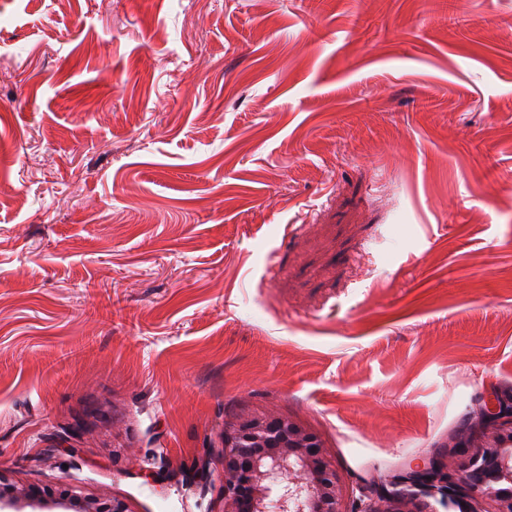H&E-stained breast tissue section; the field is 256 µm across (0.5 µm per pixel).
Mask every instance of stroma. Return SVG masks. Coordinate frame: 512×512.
<instances>
[{
    "instance_id": "stroma-1",
    "label": "stroma",
    "mask_w": 512,
    "mask_h": 512,
    "mask_svg": "<svg viewBox=\"0 0 512 512\" xmlns=\"http://www.w3.org/2000/svg\"><path fill=\"white\" fill-rule=\"evenodd\" d=\"M493 384L512 0H0L1 473L221 512L270 411L348 495Z\"/></svg>"
}]
</instances>
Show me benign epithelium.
Returning a JSON list of instances; mask_svg holds the SVG:
<instances>
[{
  "label": "benign epithelium",
  "instance_id": "1",
  "mask_svg": "<svg viewBox=\"0 0 512 512\" xmlns=\"http://www.w3.org/2000/svg\"><path fill=\"white\" fill-rule=\"evenodd\" d=\"M221 512H424L423 498L459 499L465 512H512V397L492 388L477 419L453 434L448 451L418 458L383 480L343 494L319 436L293 418L246 413L224 423ZM133 512L116 496L84 495L61 482L42 490L0 473V512Z\"/></svg>",
  "mask_w": 512,
  "mask_h": 512
}]
</instances>
